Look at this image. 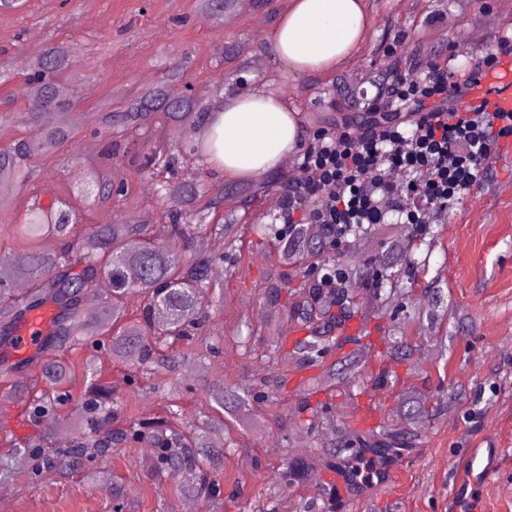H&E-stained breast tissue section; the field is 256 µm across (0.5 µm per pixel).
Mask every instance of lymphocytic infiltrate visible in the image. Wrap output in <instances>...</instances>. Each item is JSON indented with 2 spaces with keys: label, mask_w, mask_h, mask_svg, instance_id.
I'll return each instance as SVG.
<instances>
[{
  "label": "lymphocytic infiltrate",
  "mask_w": 512,
  "mask_h": 512,
  "mask_svg": "<svg viewBox=\"0 0 512 512\" xmlns=\"http://www.w3.org/2000/svg\"><path fill=\"white\" fill-rule=\"evenodd\" d=\"M512 56V34L470 65L412 57L374 96H360L362 121L323 130L302 159H287L288 190L277 221L308 239L337 242L379 224H434L488 169L512 138V112L469 103L485 73Z\"/></svg>",
  "instance_id": "f902f5d3"
}]
</instances>
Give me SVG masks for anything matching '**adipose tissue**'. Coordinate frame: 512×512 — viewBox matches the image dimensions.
Returning <instances> with one entry per match:
<instances>
[{
    "mask_svg": "<svg viewBox=\"0 0 512 512\" xmlns=\"http://www.w3.org/2000/svg\"><path fill=\"white\" fill-rule=\"evenodd\" d=\"M369 24L365 0H292L273 33L274 53L296 75L329 74L363 41ZM301 126L271 90L230 95L213 109L208 162L228 178L274 168L301 144Z\"/></svg>",
    "mask_w": 512,
    "mask_h": 512,
    "instance_id": "1",
    "label": "adipose tissue"
}]
</instances>
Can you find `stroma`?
<instances>
[{
  "instance_id": "35a3bbf8",
  "label": "stroma",
  "mask_w": 512,
  "mask_h": 512,
  "mask_svg": "<svg viewBox=\"0 0 512 512\" xmlns=\"http://www.w3.org/2000/svg\"><path fill=\"white\" fill-rule=\"evenodd\" d=\"M290 0H238L224 24L204 20L197 0H26L0 13V63L12 78L0 82V101L21 95L28 49L68 42L72 69L80 74L78 110L95 111L105 100L120 105L137 90L161 80L182 56L191 63L179 90H192L202 107L230 90L268 88L299 113L303 145L317 131L352 117L357 93L375 94L393 56L422 54L446 60L457 36H470L467 51L482 54L495 34L512 30V0H366L370 27L362 45L335 72L294 76L277 62L272 33ZM233 54L218 58V45ZM112 141L88 133L58 157L36 163L42 184L64 193L82 178ZM182 181L205 184L224 197L231 232L214 236L213 255L223 257V307L206 323L196 375L184 369L144 372L139 361L117 358L96 305L77 328L84 344L56 357L72 366L66 383L72 399L87 391L85 361L101 368L100 381L121 421L164 416L171 402L186 418L210 411L217 386L254 390L246 414L211 429L221 439L224 467L219 500L195 495L197 512H452L451 491L469 449H497L495 473L473 488L481 512H512V157H495L483 182L467 192L438 223L400 224L369 233L361 246L321 250L320 258L352 273L346 283L365 340L329 346L322 358L297 370L298 353L277 327L279 308L306 297V264L283 262L284 243L253 228L270 225L269 203L288 185L282 168L250 179H227L209 164L190 161L177 169ZM282 283L278 305L265 295L267 282ZM292 367L284 390L274 388L281 363ZM139 378L151 394L132 396ZM16 383L0 379V436L73 444L75 434L55 419L32 421ZM369 393L377 425L404 441L399 451L381 449L393 478L386 488L361 483L362 499L330 502L328 467L348 459L359 440L372 437L361 419ZM142 445L117 448L95 461H78L68 476L37 472L35 460L7 455L9 475L0 512H112L123 490V512H181L188 497L183 480L154 468ZM297 469L284 479L285 467Z\"/></svg>"
}]
</instances>
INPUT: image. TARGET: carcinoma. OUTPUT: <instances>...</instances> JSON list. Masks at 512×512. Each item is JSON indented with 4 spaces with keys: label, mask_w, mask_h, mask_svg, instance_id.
I'll use <instances>...</instances> for the list:
<instances>
[{
    "label": "carcinoma",
    "mask_w": 512,
    "mask_h": 512,
    "mask_svg": "<svg viewBox=\"0 0 512 512\" xmlns=\"http://www.w3.org/2000/svg\"><path fill=\"white\" fill-rule=\"evenodd\" d=\"M235 0H200L204 17L222 22L224 11ZM29 85L25 93L24 111L13 112L8 121L34 128L28 138H16L0 146V177L26 188L32 204L24 214V222L13 227V234L24 248L0 260V342L7 341L25 321L26 315L46 304L56 309L55 327L45 339L39 353L50 356L48 379L60 383L71 375V368L52 357L63 346L79 348L77 332L71 324L87 317L85 297L96 291L97 283L108 280L111 294L93 315L110 335L115 355L137 354L151 369L171 370L177 360L174 348L190 341L208 316L209 295L216 291L211 271L214 258L193 252L195 234L211 231L224 234L233 225L224 223V198L209 197L199 183L159 180L157 171L168 169L182 156L198 158L202 145L196 135L203 129L206 112L199 101L189 94L172 100L166 90L169 82L180 81L187 71L188 58L167 67L163 79L141 89L119 107L103 108L91 114L76 110L74 98L64 88L71 67V48L61 43L46 44L29 52L27 57ZM157 116L170 123L174 133L184 135L166 146L147 145L148 129ZM111 139L112 131L120 130L133 145L130 153L118 165L120 179L112 178L106 169L90 171L85 184L78 190L81 197L92 196L98 206L112 207L114 201L128 194L129 187L143 180L155 182V190L170 206L158 214L157 221L170 226L177 244L165 250L153 243L147 225L130 215L112 212V220L94 224L84 233L74 232L78 214L70 199L56 196L49 204L41 202L45 189L40 185L32 160L52 157L69 144L82 130ZM52 235L60 240V248L45 253L40 241ZM298 241L284 246L287 260L314 258V249H303ZM25 278L28 288L15 292L14 281ZM131 290L144 294L140 320L121 322L120 300ZM309 295L316 308H301L297 322L307 336L295 341L301 360L312 359L319 352L318 342L327 331L326 320L333 318V307L339 303L333 288L312 286ZM250 389L239 392L215 391L217 416H208L203 426L189 434L172 429L167 421H156L151 431L153 444L160 448L159 463L184 470L189 489L217 499L220 489L214 472L219 468L224 449L211 448L206 442V429L224 422V414H234L246 405ZM62 398L44 392L32 400L28 413L35 419L60 418ZM112 420L111 397L98 391L85 399L67 422L86 434L84 440L69 448H55L39 453L27 439H13L11 446L22 454H41L43 468L62 473L74 458L92 462L110 449L141 441L146 435L145 424L118 430L98 432Z\"/></svg>",
    "instance_id": "cac0c4a2"
}]
</instances>
